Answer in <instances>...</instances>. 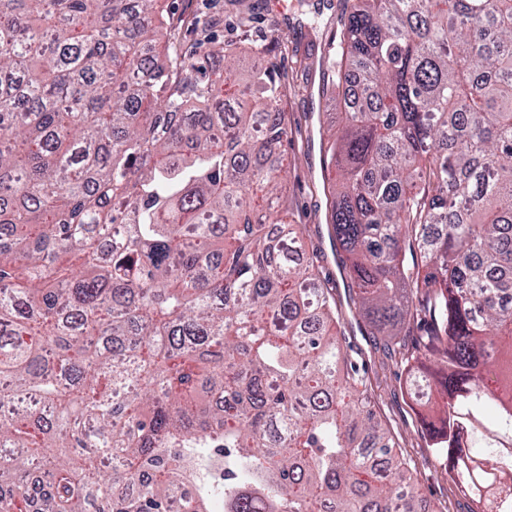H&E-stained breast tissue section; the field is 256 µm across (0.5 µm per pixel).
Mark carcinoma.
<instances>
[{
    "instance_id": "1",
    "label": "carcinoma",
    "mask_w": 512,
    "mask_h": 512,
    "mask_svg": "<svg viewBox=\"0 0 512 512\" xmlns=\"http://www.w3.org/2000/svg\"><path fill=\"white\" fill-rule=\"evenodd\" d=\"M241 56L167 0H0V512H421L282 196V79ZM329 72L352 305L512 512V0H352Z\"/></svg>"
}]
</instances>
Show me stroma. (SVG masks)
<instances>
[{
    "instance_id": "1",
    "label": "stroma",
    "mask_w": 512,
    "mask_h": 512,
    "mask_svg": "<svg viewBox=\"0 0 512 512\" xmlns=\"http://www.w3.org/2000/svg\"><path fill=\"white\" fill-rule=\"evenodd\" d=\"M219 20L225 39H245L247 45L267 47L272 62L285 76L284 108L288 121L289 156L299 157L286 189L296 223L306 231V248L316 253L320 273L341 306V341L349 357L363 366L376 409L397 438L407 459L416 467L415 483L424 502L439 504L444 512H472L473 504L443 475V467L426 445L417 407L401 387V366L390 360L382 343L360 331L359 318L349 305L350 282L336 265L326 221V199L320 188L323 174V135L339 122L335 96L323 92L328 81L323 48L338 28L346 0H331L323 10L324 26L311 28L308 10L299 0H169Z\"/></svg>"
}]
</instances>
